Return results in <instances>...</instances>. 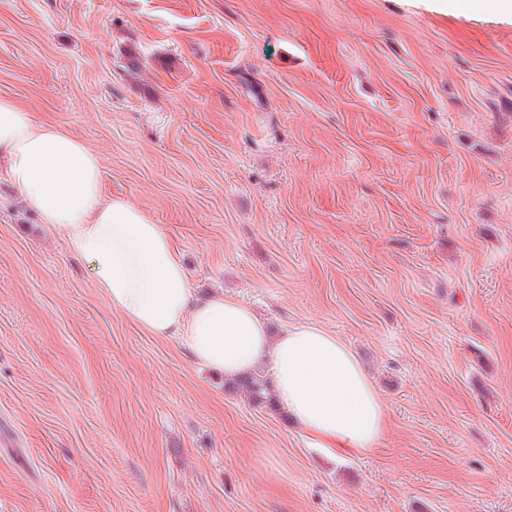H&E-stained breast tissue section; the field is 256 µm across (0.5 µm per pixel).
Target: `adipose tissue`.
Masks as SVG:
<instances>
[{"label":"adipose tissue","mask_w":512,"mask_h":512,"mask_svg":"<svg viewBox=\"0 0 512 512\" xmlns=\"http://www.w3.org/2000/svg\"><path fill=\"white\" fill-rule=\"evenodd\" d=\"M0 160L26 206L89 263L108 306L149 335L179 338L190 360L235 381L266 371L277 404L317 447L363 455L387 415L353 352L308 322L272 334L245 303L198 298L171 238L123 198H104L102 162L85 141L0 98Z\"/></svg>","instance_id":"adipose-tissue-1"}]
</instances>
